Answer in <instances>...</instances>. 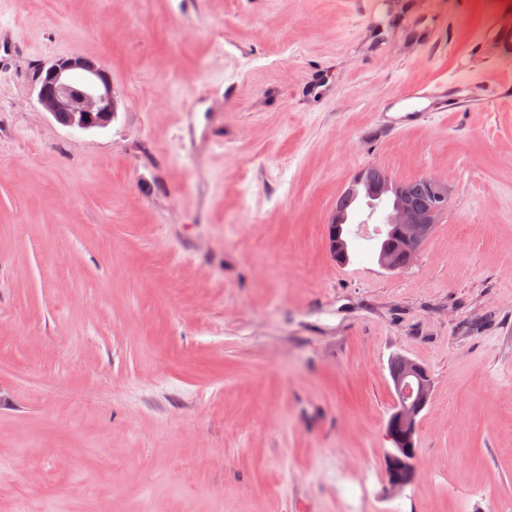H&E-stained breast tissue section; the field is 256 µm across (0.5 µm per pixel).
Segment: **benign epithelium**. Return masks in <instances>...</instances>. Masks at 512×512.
I'll return each instance as SVG.
<instances>
[{
	"label": "benign epithelium",
	"mask_w": 512,
	"mask_h": 512,
	"mask_svg": "<svg viewBox=\"0 0 512 512\" xmlns=\"http://www.w3.org/2000/svg\"><path fill=\"white\" fill-rule=\"evenodd\" d=\"M36 87L41 108L64 127L80 131L103 129L117 114L118 99L112 78L98 58L59 57L39 70ZM422 181L429 190L428 201L422 207L412 205L399 194L400 182L387 175L369 184L366 190L374 201L398 192L386 213L385 223L394 225L396 235L405 246L409 265L448 205L446 184L429 176L422 177ZM347 219L348 215L339 211L334 212L331 219L336 225V236L330 244V252L337 260L345 256L348 248L341 234ZM398 360L399 369L390 374L394 398L386 423V436L391 442L385 463L386 490L391 497L402 494L417 477L416 443L422 413L430 404L433 389L431 374L425 366L405 355L398 356Z\"/></svg>",
	"instance_id": "benign-epithelium-1"
}]
</instances>
